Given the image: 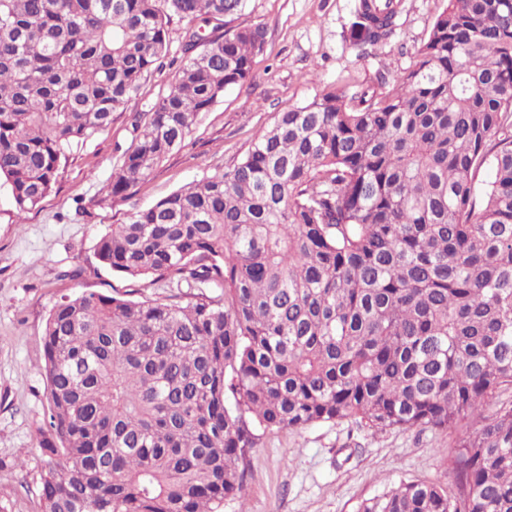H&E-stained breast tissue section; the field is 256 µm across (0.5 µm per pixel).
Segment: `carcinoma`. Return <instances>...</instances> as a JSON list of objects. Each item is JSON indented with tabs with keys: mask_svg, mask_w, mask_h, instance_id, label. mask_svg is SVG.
Segmentation results:
<instances>
[{
	"mask_svg": "<svg viewBox=\"0 0 512 512\" xmlns=\"http://www.w3.org/2000/svg\"><path fill=\"white\" fill-rule=\"evenodd\" d=\"M398 0H358L377 46ZM243 0H0V178L15 208L127 110L188 20L168 90L131 116L124 196L254 78L266 29L205 38ZM491 171L482 199L475 183ZM100 263L184 302L67 296L44 330L57 463L43 512H218L257 430L353 422L460 431L457 493L404 482L359 512H512V0H447L381 93L327 88L232 166L114 224Z\"/></svg>",
	"mask_w": 512,
	"mask_h": 512,
	"instance_id": "1",
	"label": "carcinoma"
}]
</instances>
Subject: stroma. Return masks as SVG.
Listing matches in <instances>:
<instances>
[{
  "mask_svg": "<svg viewBox=\"0 0 512 512\" xmlns=\"http://www.w3.org/2000/svg\"><path fill=\"white\" fill-rule=\"evenodd\" d=\"M357 0H245L225 29L262 23L254 79L227 90L203 113L180 150L124 197L111 196L130 115L148 111L171 70L148 76L129 111L70 151L55 190L18 214L0 179V512H42L48 471L39 443L47 429L43 375L46 319L61 298L86 290L163 299L166 288L103 267L97 240L129 213L145 209L218 168L233 165L275 113L311 101L328 85L349 92L390 89L413 62L443 0H401L385 44L361 49L350 38ZM80 269L79 280L69 271ZM457 433L416 427L378 435L351 422L315 423L262 435L252 449L243 501L223 512H357L403 482H436L451 469Z\"/></svg>",
  "mask_w": 512,
  "mask_h": 512,
  "instance_id": "1",
  "label": "stroma"
}]
</instances>
